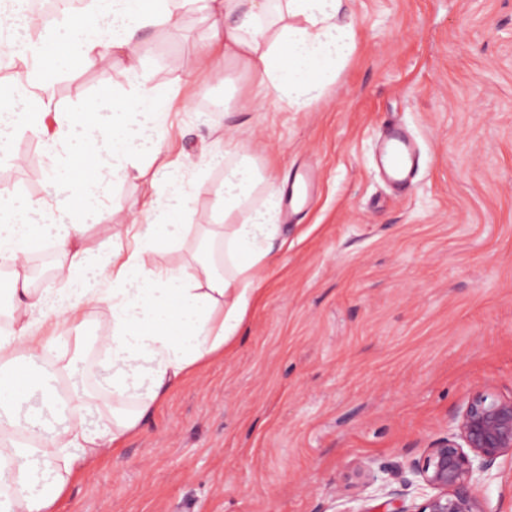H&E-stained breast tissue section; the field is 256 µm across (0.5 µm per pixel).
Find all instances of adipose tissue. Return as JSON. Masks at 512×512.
Segmentation results:
<instances>
[{"mask_svg":"<svg viewBox=\"0 0 512 512\" xmlns=\"http://www.w3.org/2000/svg\"><path fill=\"white\" fill-rule=\"evenodd\" d=\"M28 0H0V46L21 67L25 84L0 105V150L20 133L37 137L51 159L87 153L97 166L85 178L51 167V201L0 199V268L12 279L9 332L0 336V512H54L71 480L103 450L140 428L155 404L201 362L223 356L261 291L279 235L281 202L274 176L262 170L249 144L225 151L224 180L212 221L181 223L200 184L196 168L164 156L169 106L177 89L156 85L140 64L138 31L178 27L188 6L203 4L209 33L183 62L193 78L199 62L219 56L248 69L276 107L304 112L336 82L356 47L348 0H90L79 20L34 18ZM63 44L66 59L126 56L130 91L112 96L103 118L98 99L61 109L47 90L46 50ZM151 176L140 211L103 207L107 188ZM99 218L136 226L134 243L93 249L72 204ZM50 242L57 262L49 285L30 275V244ZM192 242L180 266L147 268L144 257ZM106 308L104 381L112 393V423L91 428L89 395L68 390L70 363L50 357L48 322ZM47 362L42 375L29 362ZM64 403L72 419L49 428L45 412Z\"/></svg>","mask_w":512,"mask_h":512,"instance_id":"obj_1","label":"adipose tissue"}]
</instances>
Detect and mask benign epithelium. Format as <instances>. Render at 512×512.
Instances as JSON below:
<instances>
[{
	"instance_id": "obj_1",
	"label": "benign epithelium",
	"mask_w": 512,
	"mask_h": 512,
	"mask_svg": "<svg viewBox=\"0 0 512 512\" xmlns=\"http://www.w3.org/2000/svg\"><path fill=\"white\" fill-rule=\"evenodd\" d=\"M512 459V395L479 393L457 416L453 432L412 466L423 502L408 506L378 473L358 474L374 488L383 512H486L483 490L498 460Z\"/></svg>"
}]
</instances>
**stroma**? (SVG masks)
Instances as JSON below:
<instances>
[{"mask_svg":"<svg viewBox=\"0 0 512 512\" xmlns=\"http://www.w3.org/2000/svg\"><path fill=\"white\" fill-rule=\"evenodd\" d=\"M356 48L308 111L274 108L243 64L184 54L209 21L141 33L154 83L180 85L165 150L196 160L250 136L276 188L313 169V200L284 222L287 245L248 310L232 352L203 362L119 448L68 486L56 512H368L354 470H392L391 487L480 392H512V0H350ZM119 55L73 60L49 91L73 111L111 108L128 87ZM254 109L241 112L238 99ZM421 149L412 190L373 164L385 120ZM21 134L0 162V188L50 199L52 161ZM224 163L201 171L186 224L210 221ZM82 353L69 324L53 351L76 354L70 388L97 374L106 309L85 311ZM404 490V489H403Z\"/></svg>","mask_w":512,"mask_h":512,"instance_id":"1","label":"stroma"}]
</instances>
